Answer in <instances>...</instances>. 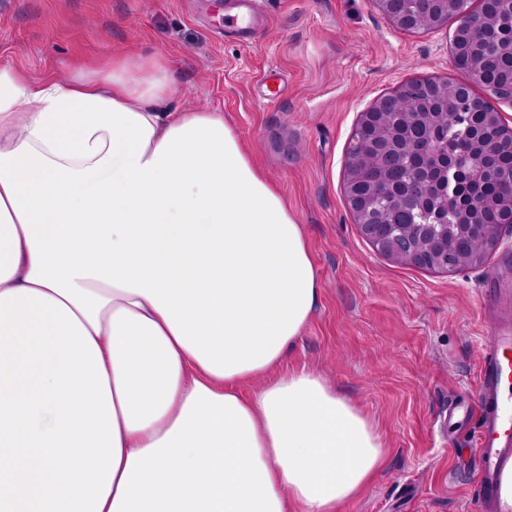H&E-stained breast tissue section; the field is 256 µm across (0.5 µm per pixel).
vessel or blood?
I'll list each match as a JSON object with an SVG mask.
<instances>
[{
	"mask_svg": "<svg viewBox=\"0 0 512 512\" xmlns=\"http://www.w3.org/2000/svg\"><path fill=\"white\" fill-rule=\"evenodd\" d=\"M495 294L500 302L488 317L478 358L479 401L448 407L449 416L477 421L473 496L478 512H512V497L502 490L512 466V290L499 288Z\"/></svg>",
	"mask_w": 512,
	"mask_h": 512,
	"instance_id": "b4317fda",
	"label": "vessel or blood"
}]
</instances>
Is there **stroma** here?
Segmentation results:
<instances>
[{
	"label": "stroma",
	"mask_w": 512,
	"mask_h": 512,
	"mask_svg": "<svg viewBox=\"0 0 512 512\" xmlns=\"http://www.w3.org/2000/svg\"><path fill=\"white\" fill-rule=\"evenodd\" d=\"M225 0H0V63L36 76L112 55L172 57V110L223 111L303 224L322 295L285 363L315 371L379 426L388 462L337 512H475L467 430L449 402L475 396L489 288L512 289V232L484 266L441 273L392 263L346 200L359 114L414 77L454 82L456 20L409 33L371 0H261L250 43L224 36ZM278 71L284 92L263 78Z\"/></svg>",
	"instance_id": "35a3bbf8"
}]
</instances>
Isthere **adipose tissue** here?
<instances>
[{
    "mask_svg": "<svg viewBox=\"0 0 512 512\" xmlns=\"http://www.w3.org/2000/svg\"><path fill=\"white\" fill-rule=\"evenodd\" d=\"M176 91L160 51L0 65V512H336L385 463L283 369L322 292L302 225Z\"/></svg>",
    "mask_w": 512,
    "mask_h": 512,
    "instance_id": "adipose-tissue-1",
    "label": "adipose tissue"
}]
</instances>
